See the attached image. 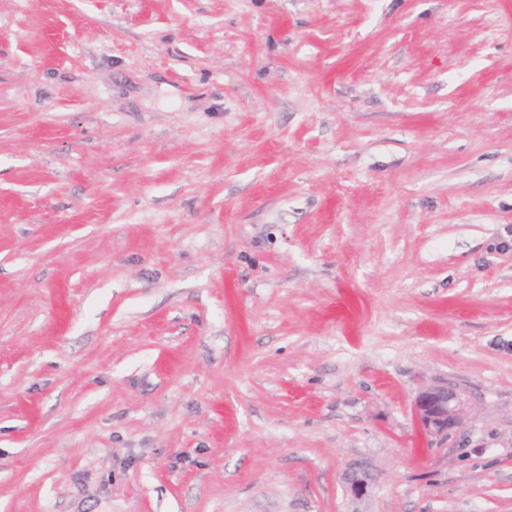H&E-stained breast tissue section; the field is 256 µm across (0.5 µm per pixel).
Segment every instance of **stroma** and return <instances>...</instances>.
Returning <instances> with one entry per match:
<instances>
[{"mask_svg":"<svg viewBox=\"0 0 512 512\" xmlns=\"http://www.w3.org/2000/svg\"><path fill=\"white\" fill-rule=\"evenodd\" d=\"M0 512H512V0H0ZM413 417L426 435L447 437L461 422V403L447 386L427 387L415 398ZM346 481L351 496L359 500L368 493L373 477L368 469L356 467L347 474Z\"/></svg>","mask_w":512,"mask_h":512,"instance_id":"1","label":"stroma"}]
</instances>
